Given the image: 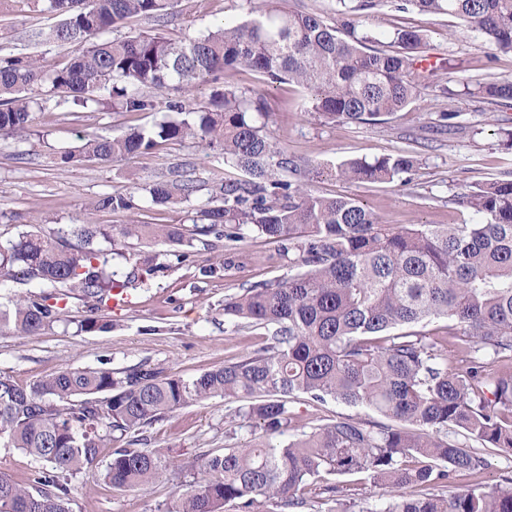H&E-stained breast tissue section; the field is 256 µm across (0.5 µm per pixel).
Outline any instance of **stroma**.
I'll return each mask as SVG.
<instances>
[{
	"label": "stroma",
	"mask_w": 512,
	"mask_h": 512,
	"mask_svg": "<svg viewBox=\"0 0 512 512\" xmlns=\"http://www.w3.org/2000/svg\"><path fill=\"white\" fill-rule=\"evenodd\" d=\"M244 15L242 0H171L167 23L134 17L112 35L159 31L178 40L188 33L206 34L223 19ZM59 21L43 0H12L0 8V56L29 54L66 64L70 47L47 38ZM364 25L387 42L396 29L418 30L426 41L423 59L438 66L426 73L415 103L389 123L325 122L308 111L305 89L266 83L249 70L237 72L233 83L239 91L263 97L269 112L267 128L291 162L286 179L301 180L328 197L356 198L386 224L462 223L468 215L454 204L455 195L512 177V148L505 140L506 132L512 131V100L490 104L475 94L479 83L489 78L512 79V53L489 49L453 17L399 11L393 0H384L370 11ZM446 85L454 89V96L443 93ZM465 85L470 88L466 95L460 92ZM448 111L456 114L453 127L437 129L440 113ZM162 118L159 112L96 107L73 111L61 104L59 94L49 93L25 134L0 138V243L15 239L36 216L43 220V233L53 236L89 221L190 224L195 210L207 203L214 182L241 176L222 155L203 152L189 141H167L119 162L65 166L56 162L61 151L79 146L81 137L118 136L132 127H152ZM398 152L413 153L418 160L405 185L353 183L333 172L334 165L343 161L371 162ZM181 174L199 187L189 201L134 213L91 208L95 200L116 191L142 199L153 182ZM293 272L280 242L257 234L242 241L208 237L206 243L196 244L188 261L158 272L138 287L134 307L102 309L100 317L110 322L109 330L81 329L88 312L75 295L67 298L58 321L37 335L0 326V374L25 387L69 368L106 367L119 372L146 363L169 376L194 378L238 360L265 341L260 332L225 320V300L256 283L284 282ZM289 407L301 425L339 414L376 418L367 409L332 400L321 404L304 396ZM229 409L222 398H211L144 427L140 435L146 448L160 454L162 469L141 489H115L105 482L113 449L127 443L123 437L106 441L93 465L69 476L70 512H162L192 481L193 460L223 451ZM481 454L483 470L475 476L459 475L455 489L512 482V457L491 448ZM42 467L26 451L0 443V475L29 486Z\"/></svg>",
	"instance_id": "1"
}]
</instances>
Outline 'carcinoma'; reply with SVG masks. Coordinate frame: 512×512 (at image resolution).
I'll use <instances>...</instances> for the list:
<instances>
[{
  "label": "carcinoma",
  "mask_w": 512,
  "mask_h": 512,
  "mask_svg": "<svg viewBox=\"0 0 512 512\" xmlns=\"http://www.w3.org/2000/svg\"><path fill=\"white\" fill-rule=\"evenodd\" d=\"M401 9L447 14L461 20L497 51L512 52V0H403ZM61 16L49 39L69 44L63 67L32 55L0 56V136H20L40 103L32 88L48 84L71 94L75 107L108 103L127 112H157L153 92L186 93L224 74L208 105H165L175 117L154 128L133 127L113 137L88 136L60 153L58 163H112L154 149L158 141L191 140L224 156L244 178L220 180L197 223L75 224L62 237L27 230L0 244V283L28 287L12 309L0 311L33 335L52 323L66 287L91 316L81 327L104 330L94 316L112 301V289L143 282L181 264L194 241L211 234L234 241L245 231L288 242L284 253L297 272L278 284L254 285L224 301V316L263 331L265 344L184 380L140 365L123 372L74 368L21 387L0 375V441L49 464L29 488L0 476V512H70L60 478L93 464L118 432L126 435L175 409L210 398L236 402L229 414V443L199 458V477L162 512H298L318 502L324 512H512V487L438 492L460 472L477 473V449L512 456V178L477 185L455 203L466 224H384L351 197H325L278 170L290 161L266 131L260 96L237 91L241 69L269 83L304 87L308 111L325 120L386 123L417 96L423 35L398 29L390 48L362 30L377 0H337L336 19L288 9V0H244L245 18L224 22L179 42L161 33L110 39L130 17L167 15L170 0H49ZM490 102L512 100V81L479 86ZM416 160L389 154L373 162L351 160L338 176L357 182L406 183ZM144 203L164 207L190 199V180L145 188ZM130 193L106 195L96 210L140 209ZM151 239L178 245L140 257L118 244ZM132 263L121 276L113 256ZM448 320L443 335L416 329ZM306 395L374 411L384 423L338 415L299 426L288 403ZM244 422L259 425L239 446ZM161 470L148 448L113 450L105 479L117 489H139ZM363 474L374 487L361 497L338 498L332 479ZM419 487L413 495L406 489Z\"/></svg>",
  "instance_id": "1"
}]
</instances>
